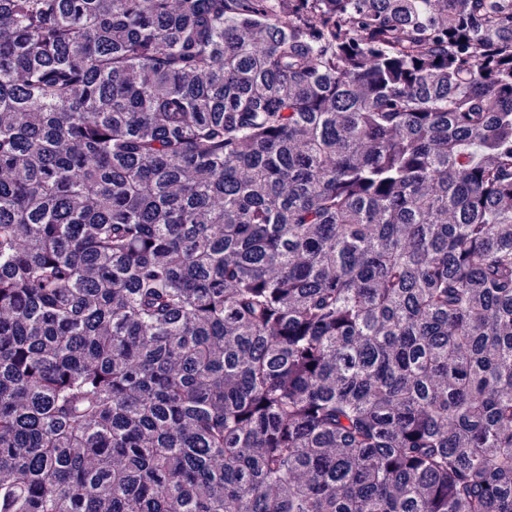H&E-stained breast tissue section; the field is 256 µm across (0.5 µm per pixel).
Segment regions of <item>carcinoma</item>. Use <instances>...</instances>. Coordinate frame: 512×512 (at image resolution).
I'll return each instance as SVG.
<instances>
[{"instance_id":"cac0c4a2","label":"carcinoma","mask_w":512,"mask_h":512,"mask_svg":"<svg viewBox=\"0 0 512 512\" xmlns=\"http://www.w3.org/2000/svg\"><path fill=\"white\" fill-rule=\"evenodd\" d=\"M0 512H512V0H0Z\"/></svg>"}]
</instances>
